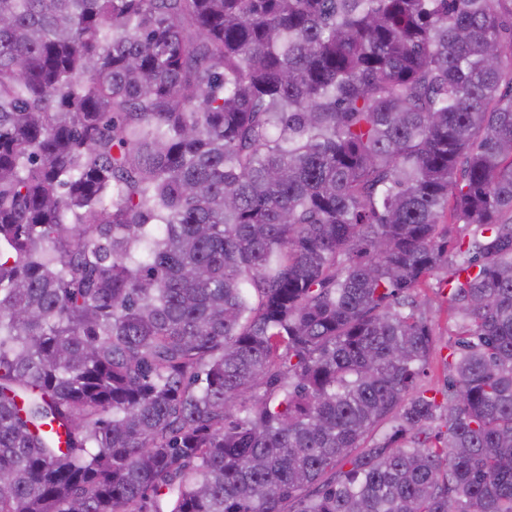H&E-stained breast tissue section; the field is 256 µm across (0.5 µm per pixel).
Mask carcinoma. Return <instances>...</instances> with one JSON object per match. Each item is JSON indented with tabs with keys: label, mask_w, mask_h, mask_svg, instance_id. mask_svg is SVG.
Segmentation results:
<instances>
[{
	"label": "carcinoma",
	"mask_w": 512,
	"mask_h": 512,
	"mask_svg": "<svg viewBox=\"0 0 512 512\" xmlns=\"http://www.w3.org/2000/svg\"><path fill=\"white\" fill-rule=\"evenodd\" d=\"M504 83L512 0H0V512H512ZM448 278V270L443 268L437 272L430 281L428 288H422V295L425 294L426 309L429 316L437 323L436 343L441 348L442 355L448 354L447 346L453 345L457 340L455 328L452 323L448 324L446 312L448 310V289L444 290L441 285L444 279ZM441 281V282H440Z\"/></svg>",
	"instance_id": "carcinoma-1"
}]
</instances>
